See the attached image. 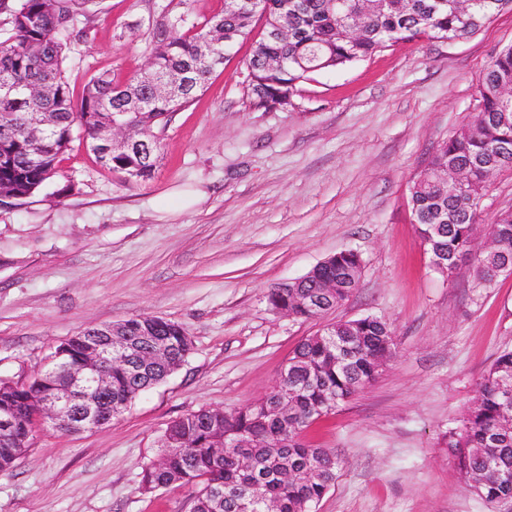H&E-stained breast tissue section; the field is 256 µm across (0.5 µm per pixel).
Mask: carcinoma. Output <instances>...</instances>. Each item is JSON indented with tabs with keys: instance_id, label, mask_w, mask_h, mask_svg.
<instances>
[{
	"instance_id": "carcinoma-1",
	"label": "carcinoma",
	"mask_w": 512,
	"mask_h": 512,
	"mask_svg": "<svg viewBox=\"0 0 512 512\" xmlns=\"http://www.w3.org/2000/svg\"><path fill=\"white\" fill-rule=\"evenodd\" d=\"M93 0H0L4 37L0 38V83L39 85L43 96L20 94L0 99V150L11 162L0 165V184L31 197L60 175V156L68 149L77 120L85 115V133L93 138L95 119L127 112L137 131L139 151L107 153L101 164L134 186L149 180L161 158V134L176 112L192 103L222 65L224 46L213 47L218 62L203 61L205 43L214 30L231 43L248 40L244 90L249 105L267 111L282 98L296 97L302 83L315 73L363 61L397 43L420 37L459 41L512 11V0H471L461 10L455 0H257V13L229 7L203 20L182 13L160 22L152 32V67L120 81L110 73L92 77L81 98L74 100L65 77V63L78 28ZM261 18L256 28L255 18ZM186 31L174 36L169 28ZM358 27L359 36H351ZM172 73L185 74L186 88L172 96H157L153 83ZM512 84V47L491 61L476 87L480 110L474 120L442 141L410 186L415 223L437 271L450 277L460 262L472 261L477 279L485 284L512 267V210L501 212L489 225L493 245L477 242L480 209L487 172L512 171V101L500 88ZM34 112H50L54 123L40 141L29 134ZM463 168L465 184L451 188L447 170ZM361 275L362 261L352 251L337 252L303 277L267 291L276 312L301 321L322 319L350 293L343 287L346 271ZM334 279L340 288L324 309L296 303L323 291ZM159 339L167 363L135 377L128 366L133 352L112 353V411L121 414L145 390L161 382L171 367L185 362L191 346L179 324L150 315H136L112 325V335L137 340L142 333ZM391 325L366 316L340 320L303 339L292 351L277 388L261 400L233 412L204 408L170 422L160 440L159 458L142 468L141 490L151 492L177 483L188 488L189 512H311L329 491L341 460L335 452L303 440L314 421L376 380L393 356ZM86 347L80 332L56 347L62 364L79 367ZM512 351L500 355L477 384L476 397L461 425L448 431L446 447L457 470L487 504L512 498ZM53 382L39 388L0 380V416L13 423L0 427V476L10 473L18 455L36 436L31 426L32 400L53 394Z\"/></svg>"
}]
</instances>
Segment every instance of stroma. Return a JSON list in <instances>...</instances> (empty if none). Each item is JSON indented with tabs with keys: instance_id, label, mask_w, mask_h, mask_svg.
I'll list each match as a JSON object with an SVG mask.
<instances>
[{
	"instance_id": "1",
	"label": "stroma",
	"mask_w": 512,
	"mask_h": 512,
	"mask_svg": "<svg viewBox=\"0 0 512 512\" xmlns=\"http://www.w3.org/2000/svg\"><path fill=\"white\" fill-rule=\"evenodd\" d=\"M224 0H95L66 78L145 70L153 18L219 13ZM512 45V12L464 41L403 42L314 75L293 107L251 110L237 44L177 112L151 179L128 187L81 141L52 189L0 206V378L27 380L84 328L144 314L180 324L186 362L111 424L41 432L10 475L0 512H188L179 485L140 489L167 425L250 404L322 322L273 312L266 293L329 255L357 252L358 288L324 322L373 315L395 353L366 389L307 432L342 459L313 512H512L460 477L444 437L494 359L512 350V275L486 285L462 262L435 270L409 186L476 111V85Z\"/></svg>"
}]
</instances>
